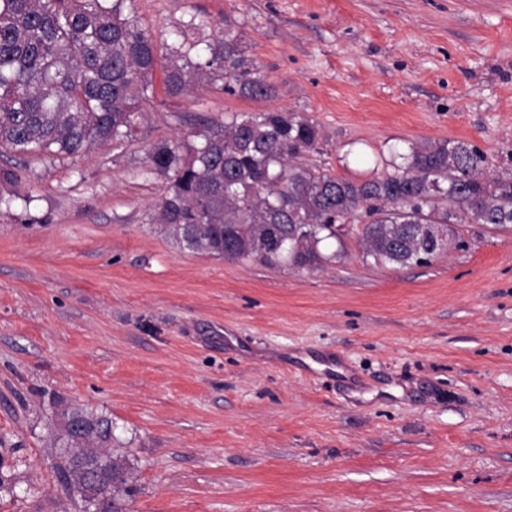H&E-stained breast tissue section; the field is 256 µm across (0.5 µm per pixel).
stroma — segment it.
<instances>
[{
	"label": "stroma",
	"instance_id": "obj_1",
	"mask_svg": "<svg viewBox=\"0 0 512 512\" xmlns=\"http://www.w3.org/2000/svg\"><path fill=\"white\" fill-rule=\"evenodd\" d=\"M154 36L225 20L274 92L156 90L134 141L5 154L0 512H78L51 401L111 417L123 512H512V227L458 224L424 266L366 257L360 225L313 270L193 252L152 217V144L284 109L303 162L347 179L455 139L512 173V0H136Z\"/></svg>",
	"mask_w": 512,
	"mask_h": 512
}]
</instances>
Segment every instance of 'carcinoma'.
Listing matches in <instances>:
<instances>
[{
	"label": "carcinoma",
	"mask_w": 512,
	"mask_h": 512,
	"mask_svg": "<svg viewBox=\"0 0 512 512\" xmlns=\"http://www.w3.org/2000/svg\"><path fill=\"white\" fill-rule=\"evenodd\" d=\"M192 14L171 33L164 92L217 85L245 99L271 87L246 56L243 33L204 36ZM157 44L141 24L135 0H0V154L80 156L95 143L116 147L136 137L151 101ZM320 129L289 110L243 112L149 150L168 178L158 205L163 232L189 250L269 268H320L332 261L320 244L336 225L364 220L366 255L383 265L426 264L437 253L424 224L512 225V175L492 176L486 156L458 140L410 147L403 164L361 181L299 162L319 150ZM21 174L0 167V186L18 195ZM58 481L80 512L105 497L103 512H121L128 465L112 454V418L81 407L53 411ZM82 449L76 455L72 449Z\"/></svg>",
	"instance_id": "cac0c4a2"
}]
</instances>
